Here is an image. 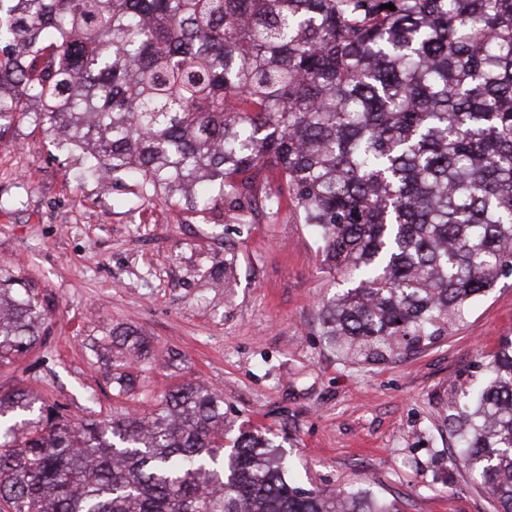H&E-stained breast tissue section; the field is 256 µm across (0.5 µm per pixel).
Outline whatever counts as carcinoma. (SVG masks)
<instances>
[{
	"label": "carcinoma",
	"instance_id": "carcinoma-1",
	"mask_svg": "<svg viewBox=\"0 0 512 512\" xmlns=\"http://www.w3.org/2000/svg\"><path fill=\"white\" fill-rule=\"evenodd\" d=\"M392 4L390 11L384 5ZM0 142L26 120L77 149L81 177L143 200L255 210L284 178L322 264L327 345L380 361L447 333L512 275V0H0ZM232 260L216 263L222 288ZM51 300L0 264V362L43 340ZM122 397L150 352L132 327ZM455 406L458 460L512 512V338ZM0 512H401L290 481L271 439L224 450V401L194 379L151 411L81 426L32 391L0 395Z\"/></svg>",
	"mask_w": 512,
	"mask_h": 512
}]
</instances>
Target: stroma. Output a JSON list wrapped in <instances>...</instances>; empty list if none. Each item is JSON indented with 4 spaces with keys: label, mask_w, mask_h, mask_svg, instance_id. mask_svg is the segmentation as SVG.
I'll return each instance as SVG.
<instances>
[{
    "label": "stroma",
    "mask_w": 512,
    "mask_h": 512,
    "mask_svg": "<svg viewBox=\"0 0 512 512\" xmlns=\"http://www.w3.org/2000/svg\"><path fill=\"white\" fill-rule=\"evenodd\" d=\"M0 146V263L54 303L42 344L0 365V391L27 388L75 418L149 410L192 378L217 391L232 432L266 434L308 489L366 490L402 512H494L456 461L452 403L512 336V276L419 351L377 363L342 358L320 306L342 286L292 204L246 220L222 206L140 202L132 181L80 179L79 151L22 122ZM231 259L232 287L210 273ZM152 345L134 399L115 396L90 346L106 329Z\"/></svg>",
    "instance_id": "35a3bbf8"
}]
</instances>
